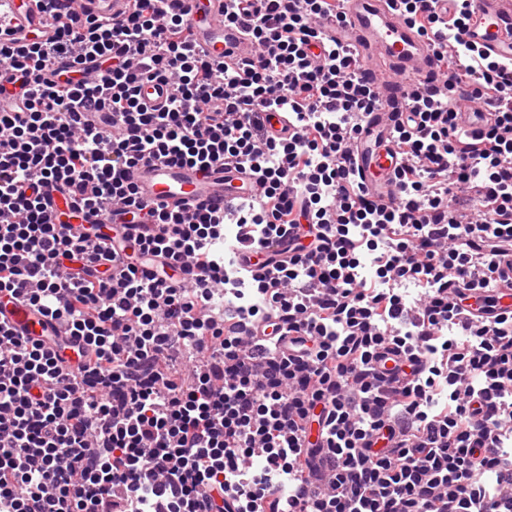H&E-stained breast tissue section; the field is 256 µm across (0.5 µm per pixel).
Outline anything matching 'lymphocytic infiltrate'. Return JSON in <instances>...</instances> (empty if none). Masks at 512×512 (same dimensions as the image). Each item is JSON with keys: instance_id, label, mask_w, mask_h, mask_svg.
I'll return each mask as SVG.
<instances>
[{"instance_id": "f902f5d3", "label": "lymphocytic infiltrate", "mask_w": 512, "mask_h": 512, "mask_svg": "<svg viewBox=\"0 0 512 512\" xmlns=\"http://www.w3.org/2000/svg\"><path fill=\"white\" fill-rule=\"evenodd\" d=\"M45 2L52 41H0V93L20 88L0 111V301L70 337L0 320V512H512V309L489 308L512 253V66L464 42L469 0L452 18L399 0L448 92L395 129L388 206L348 148L377 89L321 27L343 0H226L256 48L233 64L195 53L179 0L78 23ZM146 78L173 86L167 108L140 102ZM465 97L494 116L474 136ZM273 112L296 136L266 138ZM155 159L240 166L261 190L221 212L148 208L124 173ZM49 181L76 213L149 223L108 254L96 227L53 222ZM228 224L242 250L284 247L261 277L233 265L235 309Z\"/></svg>"}]
</instances>
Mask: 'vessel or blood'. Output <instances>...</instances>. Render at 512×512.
I'll use <instances>...</instances> for the list:
<instances>
[{"instance_id":"vessel-or-blood-1","label":"vessel or blood","mask_w":512,"mask_h":512,"mask_svg":"<svg viewBox=\"0 0 512 512\" xmlns=\"http://www.w3.org/2000/svg\"><path fill=\"white\" fill-rule=\"evenodd\" d=\"M65 8L77 14H90L112 20L122 19L130 0H63ZM192 30V46L203 56L237 60L252 56L253 48L240 26L224 21V0H185ZM8 25H0V39L22 49L27 44L50 41L54 35L51 20L41 0H12ZM327 34L351 44L367 78L378 89L379 103L364 120L358 139L351 146L361 177L370 196L388 202L394 190L393 176L401 166L390 138L403 119L413 93L423 88L445 90L439 75V62L432 43L407 24L395 0H346L345 19L328 24ZM464 41L504 63L512 62V0H472ZM140 99L147 107L169 101L173 95L169 84L143 82ZM142 201L161 204L170 209L193 211L200 204L223 205L231 199L256 190L255 179L231 166H217L203 172L191 166H174L163 161L140 164L129 171ZM50 214L55 223L67 222L73 212L68 196L46 185ZM93 224H120L125 232L145 223L144 212H112L90 216ZM0 314L19 330L41 334L40 317L28 306L11 303Z\"/></svg>"}]
</instances>
